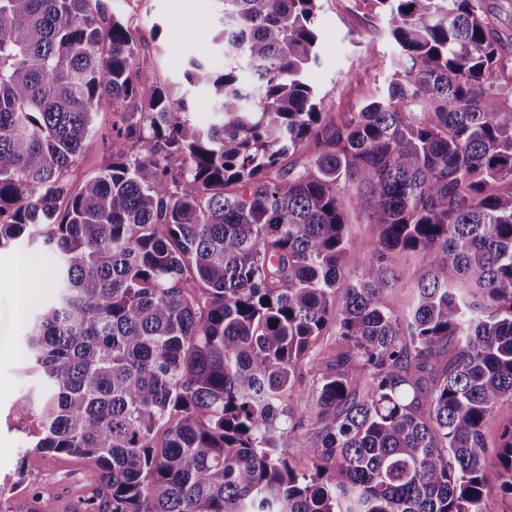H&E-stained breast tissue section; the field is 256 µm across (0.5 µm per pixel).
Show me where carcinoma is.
Masks as SVG:
<instances>
[{
    "instance_id": "obj_1",
    "label": "carcinoma",
    "mask_w": 512,
    "mask_h": 512,
    "mask_svg": "<svg viewBox=\"0 0 512 512\" xmlns=\"http://www.w3.org/2000/svg\"><path fill=\"white\" fill-rule=\"evenodd\" d=\"M317 2L224 0V70L184 72L213 91L201 122L104 0H0V246L25 235L57 260L24 334L50 396L35 448L97 473L87 512L512 497V426L494 446L484 431L512 408L508 46L485 0H373L395 71L329 129L306 79ZM106 104L109 162L73 189ZM346 195L376 228L364 250ZM418 257L416 255H402L398 259V266L402 271V278L399 280L396 288L393 290L390 299L397 306L405 304L410 298L411 288L413 287V277L417 266Z\"/></svg>"
}]
</instances>
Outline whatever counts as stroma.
Here are the masks:
<instances>
[{"instance_id":"obj_1","label":"stroma","mask_w":512,"mask_h":512,"mask_svg":"<svg viewBox=\"0 0 512 512\" xmlns=\"http://www.w3.org/2000/svg\"><path fill=\"white\" fill-rule=\"evenodd\" d=\"M110 13L128 19L144 46L140 64L157 82L188 94L198 117H205L211 97L207 91L188 87L183 78L187 59L196 55L223 29L221 0H105ZM316 28L320 63L307 73L321 100L325 124L339 122L345 113L378 96L385 88L397 55L387 20L369 0H320ZM367 57L369 68L356 60ZM112 125V108L104 106L95 116L97 132L89 137L71 166V187H80L105 161L101 131ZM31 260L40 273L28 282L25 305H18L12 281V263ZM55 264L44 249L19 240L0 248V501L12 512H29L31 496L44 485L55 487L58 512H83L82 499L97 482L95 473L79 461L33 452L43 426L40 415L18 410L25 399L43 400V386L24 356L25 322L49 302L47 284ZM25 468L26 482L16 486L18 468Z\"/></svg>"}]
</instances>
